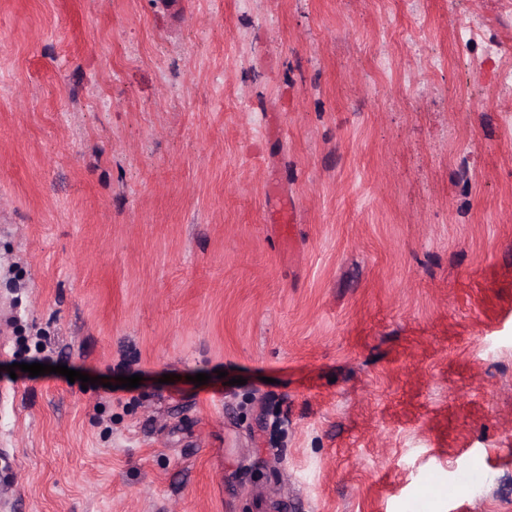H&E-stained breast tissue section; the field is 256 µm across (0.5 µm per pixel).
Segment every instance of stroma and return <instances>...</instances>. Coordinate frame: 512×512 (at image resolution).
Listing matches in <instances>:
<instances>
[{"instance_id":"1","label":"stroma","mask_w":512,"mask_h":512,"mask_svg":"<svg viewBox=\"0 0 512 512\" xmlns=\"http://www.w3.org/2000/svg\"><path fill=\"white\" fill-rule=\"evenodd\" d=\"M467 16L512 59L504 0H0V512H512Z\"/></svg>"}]
</instances>
